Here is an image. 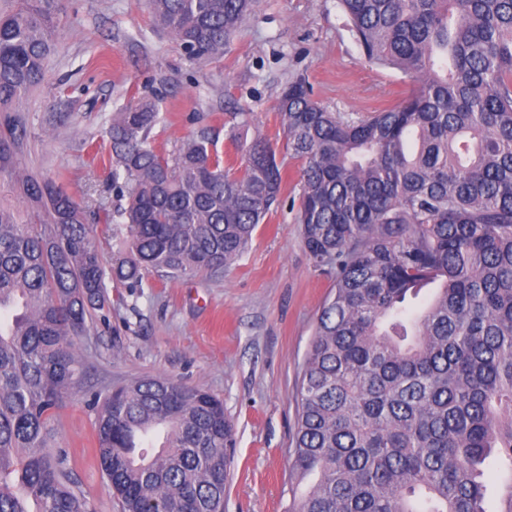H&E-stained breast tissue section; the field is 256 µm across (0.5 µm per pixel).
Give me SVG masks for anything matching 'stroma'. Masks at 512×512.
I'll return each mask as SVG.
<instances>
[{"instance_id": "stroma-1", "label": "stroma", "mask_w": 512, "mask_h": 512, "mask_svg": "<svg viewBox=\"0 0 512 512\" xmlns=\"http://www.w3.org/2000/svg\"><path fill=\"white\" fill-rule=\"evenodd\" d=\"M56 44L22 114V161L32 177L124 206L109 181L107 130L114 112L153 98L164 117L153 135L166 153L207 128L225 163L239 165L229 113L247 112L251 135L273 147L284 181L278 205L224 273L109 284L78 340L84 380L52 422L51 443L95 512H120L95 457L87 393L174 378L222 399L234 425L225 512H287L297 387L334 279L302 243L298 162L286 150L276 96L302 75L330 110L364 115L400 102L410 86L398 71L366 61L336 0H259L224 57L202 62L189 61L156 27L147 0H61Z\"/></svg>"}]
</instances>
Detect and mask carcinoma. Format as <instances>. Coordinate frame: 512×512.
Listing matches in <instances>:
<instances>
[{
  "mask_svg": "<svg viewBox=\"0 0 512 512\" xmlns=\"http://www.w3.org/2000/svg\"><path fill=\"white\" fill-rule=\"evenodd\" d=\"M148 3L190 58L209 60L258 0ZM337 5L365 58L411 88L356 117L328 110L302 76L276 99L300 161L303 243L335 277L297 390L288 512H512V0ZM58 11V0H17L0 12V170L22 165L19 111L44 80ZM160 121L152 101L112 119V185L126 208L31 176L20 184L36 223L0 207V512H91L48 438L81 384L76 340L108 283L219 274L278 202L281 165L247 139L250 113H231L238 168L208 129L161 151ZM117 217L126 245L108 267L94 224ZM93 404L121 512H224L233 426L220 399L151 377ZM492 461L507 469L494 511Z\"/></svg>",
  "mask_w": 512,
  "mask_h": 512,
  "instance_id": "carcinoma-1",
  "label": "carcinoma"
}]
</instances>
